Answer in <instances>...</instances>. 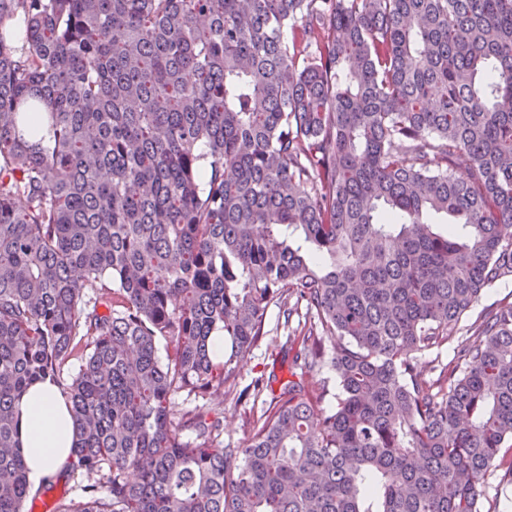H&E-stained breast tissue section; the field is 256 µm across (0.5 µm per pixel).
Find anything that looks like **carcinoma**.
Here are the masks:
<instances>
[{"instance_id": "cac0c4a2", "label": "carcinoma", "mask_w": 512, "mask_h": 512, "mask_svg": "<svg viewBox=\"0 0 512 512\" xmlns=\"http://www.w3.org/2000/svg\"><path fill=\"white\" fill-rule=\"evenodd\" d=\"M507 279L512 0H0V512L78 477L53 512H483L512 302L458 323ZM271 303L292 379L245 447L187 437L173 398L231 396ZM46 380L75 441L35 490ZM18 432L30 483L37 488L68 460L73 421L56 385L37 383L18 406Z\"/></svg>"}]
</instances>
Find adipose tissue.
<instances>
[{"mask_svg":"<svg viewBox=\"0 0 512 512\" xmlns=\"http://www.w3.org/2000/svg\"><path fill=\"white\" fill-rule=\"evenodd\" d=\"M18 432L29 481L40 485L66 463L73 446V421L56 385L28 389L18 406Z\"/></svg>","mask_w":512,"mask_h":512,"instance_id":"adipose-tissue-1","label":"adipose tissue"}]
</instances>
